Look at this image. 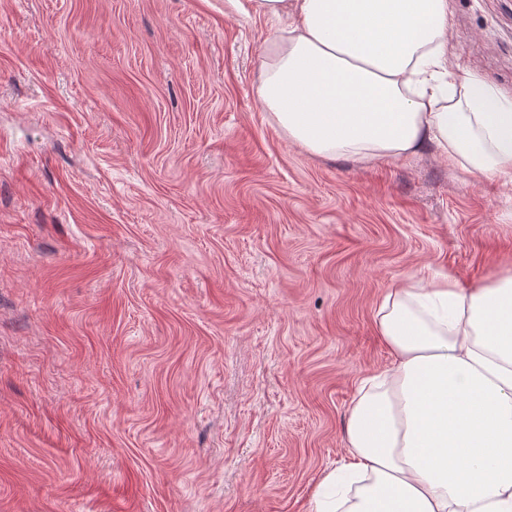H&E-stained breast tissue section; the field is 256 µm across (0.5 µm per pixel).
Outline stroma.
Masks as SVG:
<instances>
[{
  "instance_id": "1",
  "label": "stroma",
  "mask_w": 512,
  "mask_h": 512,
  "mask_svg": "<svg viewBox=\"0 0 512 512\" xmlns=\"http://www.w3.org/2000/svg\"><path fill=\"white\" fill-rule=\"evenodd\" d=\"M225 0H0V512H310L406 274L512 270V190L326 159ZM512 92V0H453Z\"/></svg>"
}]
</instances>
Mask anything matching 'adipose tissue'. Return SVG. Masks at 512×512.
Returning a JSON list of instances; mask_svg holds the SVG:
<instances>
[{"mask_svg":"<svg viewBox=\"0 0 512 512\" xmlns=\"http://www.w3.org/2000/svg\"><path fill=\"white\" fill-rule=\"evenodd\" d=\"M249 3L284 22L257 92L289 140L361 163L432 150L512 184V98L458 63L451 0ZM375 329L391 361L361 380L310 512H512V272L401 276Z\"/></svg>","mask_w":512,"mask_h":512,"instance_id":"ef3b65f1","label":"adipose tissue"}]
</instances>
